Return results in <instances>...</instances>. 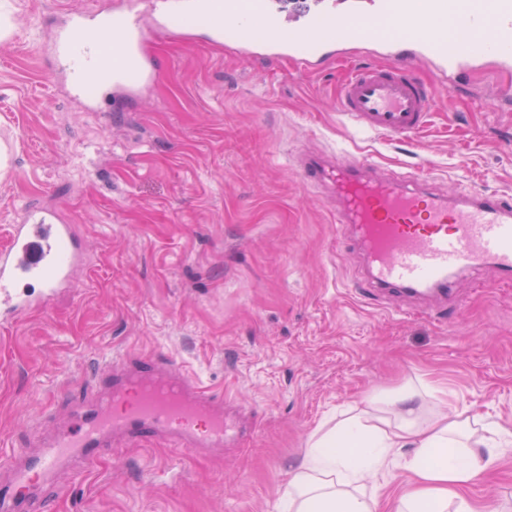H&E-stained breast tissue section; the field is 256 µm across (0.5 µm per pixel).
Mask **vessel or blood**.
<instances>
[{
    "label": "vessel or blood",
    "instance_id": "obj_1",
    "mask_svg": "<svg viewBox=\"0 0 512 512\" xmlns=\"http://www.w3.org/2000/svg\"><path fill=\"white\" fill-rule=\"evenodd\" d=\"M201 19L211 43L241 55L284 57L312 68L337 46L375 41L390 62L351 67L338 89V110L358 130L408 141L428 124L432 98L412 67L433 63L456 84L478 63L512 69V0H137L72 13L48 45L54 72L73 96L90 98L102 86L132 92L155 80L161 62L140 46L149 29L176 19ZM302 179L335 189L336 222L353 228L369 271L366 298L407 303L433 296L456 303L463 273L492 269L512 284V194L471 191L444 195L410 173L374 175L370 162L302 157ZM80 245L72 225L55 211L29 206L0 247V316L41 304L31 285H71ZM98 382L104 394L76 410L67 426L0 485V512H48L47 491L63 467L86 471L115 437H162L179 449L238 443L223 397L185 375L170 358L117 362Z\"/></svg>",
    "mask_w": 512,
    "mask_h": 512
}]
</instances>
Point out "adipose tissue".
<instances>
[{
	"label": "adipose tissue",
	"instance_id": "adipose-tissue-1",
	"mask_svg": "<svg viewBox=\"0 0 512 512\" xmlns=\"http://www.w3.org/2000/svg\"><path fill=\"white\" fill-rule=\"evenodd\" d=\"M384 403L399 416L398 424L360 410L310 436L276 512H380L374 479L394 469L413 477L396 512H479L463 492L512 448V429L457 406L419 423L410 393Z\"/></svg>",
	"mask_w": 512,
	"mask_h": 512
}]
</instances>
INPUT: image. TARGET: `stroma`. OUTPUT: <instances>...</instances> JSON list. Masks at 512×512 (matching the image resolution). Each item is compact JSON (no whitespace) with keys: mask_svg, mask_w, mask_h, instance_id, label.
<instances>
[{"mask_svg":"<svg viewBox=\"0 0 512 512\" xmlns=\"http://www.w3.org/2000/svg\"><path fill=\"white\" fill-rule=\"evenodd\" d=\"M91 0H5L0 42V239L28 205L72 224L89 260L47 305L0 322V451L36 452L97 389L111 360L165 354L251 415L238 448L179 451L122 442L82 477L59 473L53 512H272L291 465L325 420L379 393L416 387L422 417L446 404L512 425V287L463 275L459 309L406 316L360 298L358 249L336 244V200L298 171L307 154L413 169L439 191L512 193V71L476 68L434 91L411 142L354 132L336 110L345 63L305 71L149 33L164 61L137 98L102 91L95 110L55 87L44 45L62 11ZM446 390L447 402L434 397ZM512 512V451L465 492Z\"/></svg>","mask_w":512,"mask_h":512,"instance_id":"stroma-1","label":"stroma"}]
</instances>
